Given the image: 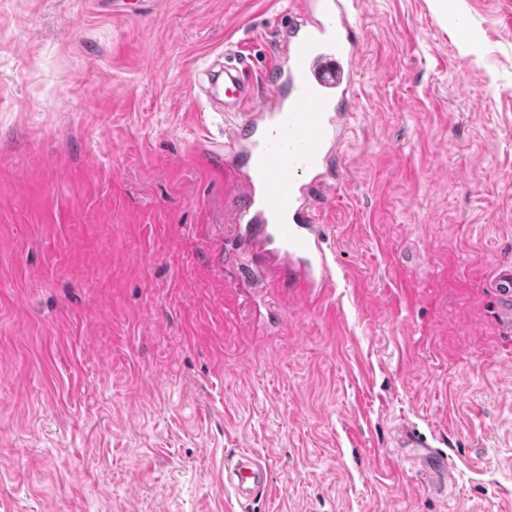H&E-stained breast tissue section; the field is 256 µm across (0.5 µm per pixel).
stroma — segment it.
I'll use <instances>...</instances> for the list:
<instances>
[{"mask_svg": "<svg viewBox=\"0 0 512 512\" xmlns=\"http://www.w3.org/2000/svg\"><path fill=\"white\" fill-rule=\"evenodd\" d=\"M292 0H0V512H512V0H350L320 307L235 241L218 56ZM427 445L399 448L400 427ZM493 288L500 300V305L512 327V265L501 266L493 280ZM224 486L233 492L239 506L238 512H250V503L254 496L268 492L267 469L260 463L253 466L237 463L224 470Z\"/></svg>", "mask_w": 512, "mask_h": 512, "instance_id": "obj_1", "label": "stroma"}]
</instances>
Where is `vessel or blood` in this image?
Returning a JSON list of instances; mask_svg holds the SVG:
<instances>
[{
    "instance_id": "b4317fda",
    "label": "vessel or blood",
    "mask_w": 512,
    "mask_h": 512,
    "mask_svg": "<svg viewBox=\"0 0 512 512\" xmlns=\"http://www.w3.org/2000/svg\"><path fill=\"white\" fill-rule=\"evenodd\" d=\"M360 35L347 0H295L279 31L278 53L263 69L273 93L258 97L242 56H224V165L236 171L234 234L281 266L299 294L320 298L334 286L335 254L318 221L316 197L336 188L338 158L358 110ZM512 322V265L493 280ZM239 512L269 489L266 468L235 464L224 473Z\"/></svg>"
}]
</instances>
